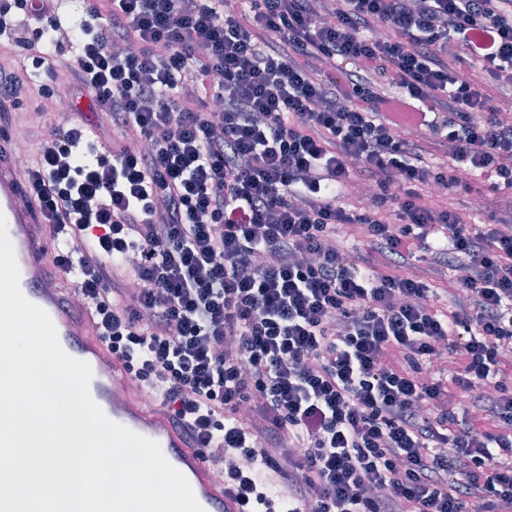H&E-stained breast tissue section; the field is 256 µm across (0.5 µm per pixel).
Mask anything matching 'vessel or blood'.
Returning a JSON list of instances; mask_svg holds the SVG:
<instances>
[{
    "instance_id": "b4317fda",
    "label": "vessel or blood",
    "mask_w": 512,
    "mask_h": 512,
    "mask_svg": "<svg viewBox=\"0 0 512 512\" xmlns=\"http://www.w3.org/2000/svg\"><path fill=\"white\" fill-rule=\"evenodd\" d=\"M28 192L16 163L10 140L0 139V215L12 243L23 295L51 318L66 354L89 364L92 399L111 421L156 442L164 458L187 479L203 512H242V506L226 490V483L203 460L198 449L188 447L180 431L155 398L133 386L124 400L112 397L113 384L129 381L124 364L113 356L99 337L93 311L72 306L73 283L68 276L49 278L46 259L61 248L65 235L45 231V220L37 205H20Z\"/></svg>"
}]
</instances>
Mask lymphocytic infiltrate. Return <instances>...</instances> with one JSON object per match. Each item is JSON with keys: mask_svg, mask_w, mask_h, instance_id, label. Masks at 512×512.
Masks as SVG:
<instances>
[{"mask_svg": "<svg viewBox=\"0 0 512 512\" xmlns=\"http://www.w3.org/2000/svg\"><path fill=\"white\" fill-rule=\"evenodd\" d=\"M24 2L54 37L0 93L98 107L27 167L52 262L231 493L512 512V0H86L75 28Z\"/></svg>", "mask_w": 512, "mask_h": 512, "instance_id": "lymphocytic-infiltrate-1", "label": "lymphocytic infiltrate"}]
</instances>
